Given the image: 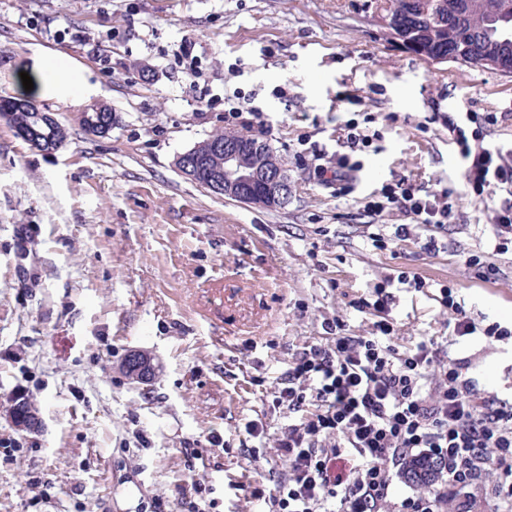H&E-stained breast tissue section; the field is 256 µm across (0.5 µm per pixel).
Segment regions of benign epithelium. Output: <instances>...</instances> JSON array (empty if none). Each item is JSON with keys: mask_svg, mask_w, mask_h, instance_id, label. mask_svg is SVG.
<instances>
[{"mask_svg": "<svg viewBox=\"0 0 512 512\" xmlns=\"http://www.w3.org/2000/svg\"><path fill=\"white\" fill-rule=\"evenodd\" d=\"M461 12L469 19H484L492 24L507 20L512 8L506 4L500 5L496 0H465ZM455 61L469 68L512 76V61L481 54L476 49L455 57ZM259 152V146L248 139L239 138L223 143L207 141L179 155L177 165L190 178L204 176L206 188L213 193L258 207H280L288 202L291 194L288 174L277 165L252 166L246 163L248 156ZM21 415L30 418L34 427L40 426L37 409L26 397L14 407L11 419L15 420Z\"/></svg>", "mask_w": 512, "mask_h": 512, "instance_id": "1", "label": "benign epithelium"}]
</instances>
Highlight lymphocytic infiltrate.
Wrapping results in <instances>:
<instances>
[{"label":"lymphocytic infiltrate","instance_id":"f902f5d3","mask_svg":"<svg viewBox=\"0 0 512 512\" xmlns=\"http://www.w3.org/2000/svg\"><path fill=\"white\" fill-rule=\"evenodd\" d=\"M343 101L360 108L343 124L345 152H329L304 136L297 153L340 199L354 192L360 156L375 141L370 127L383 119L362 110L361 97ZM445 121L462 158L465 193L479 200L499 190L508 193L495 211L494 250L512 252V163L501 150L481 144L485 128L498 122L496 113H487L480 128L472 116L455 112ZM454 203L453 190H423L395 177L365 198L363 211L375 216L398 210L406 221L395 240H405L412 225L420 224L428 231L421 247L432 251ZM409 281L425 286L401 273L355 302L357 311L372 318L369 335L350 333L338 318L289 359L273 395L274 407L289 417L278 440L284 468L274 488L258 483L250 490L270 512H512V397L479 388L469 360L453 356L443 337L403 349L394 344L391 287ZM439 302L454 313L453 337L478 333L489 344L512 338V329L496 322L477 328L452 288L441 287ZM418 455L439 465L440 480L395 499V478Z\"/></svg>","mask_w":512,"mask_h":512}]
</instances>
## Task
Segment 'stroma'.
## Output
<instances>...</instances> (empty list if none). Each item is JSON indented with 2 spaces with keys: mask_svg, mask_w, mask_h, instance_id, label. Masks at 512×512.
I'll return each mask as SVG.
<instances>
[{
  "mask_svg": "<svg viewBox=\"0 0 512 512\" xmlns=\"http://www.w3.org/2000/svg\"><path fill=\"white\" fill-rule=\"evenodd\" d=\"M369 2L0 0V97L27 96L70 131L44 153L0 119V512H121L129 482L141 494L134 512H151L152 498L176 500L194 480L209 485L212 512H266L241 484L271 483L283 468L288 412L271 390L323 322L367 334L371 319L353 299L402 271L425 279L421 291L392 288L402 346L448 335L444 285L477 325L512 326V254L495 257L487 280L467 262L492 250L501 198L462 194L457 148L434 120L500 113L484 143L512 161V77L396 47ZM184 38L195 42V84L176 56ZM49 56L91 94L47 91L39 67ZM346 91L397 120L379 125L354 193L339 200L294 153L305 133L336 150ZM236 95L273 127L266 141L292 184L281 207L213 195L176 166L224 129V100ZM95 103L116 118L109 137L76 121ZM397 175L457 191L439 253L372 246L369 233L392 237L404 218L364 216L360 200ZM137 350L159 364L151 381L121 369ZM450 351L471 358L480 387L512 394V340L476 334ZM19 391L39 409V432L9 419ZM251 421L264 433L248 460L239 440ZM188 442L202 451L191 471Z\"/></svg>",
  "mask_w": 512,
  "mask_h": 512,
  "instance_id": "35a3bbf8",
  "label": "stroma"
}]
</instances>
